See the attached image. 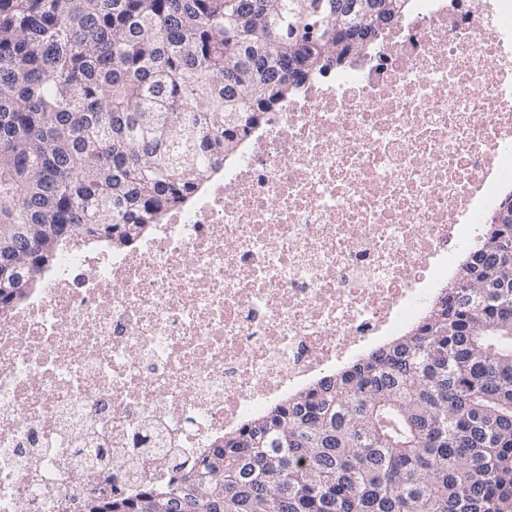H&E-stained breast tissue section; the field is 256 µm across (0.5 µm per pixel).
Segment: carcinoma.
<instances>
[{
  "label": "carcinoma",
  "instance_id": "1",
  "mask_svg": "<svg viewBox=\"0 0 512 512\" xmlns=\"http://www.w3.org/2000/svg\"><path fill=\"white\" fill-rule=\"evenodd\" d=\"M405 0H0V266L125 246ZM407 334L82 512H512V229ZM224 464V496L195 486Z\"/></svg>",
  "mask_w": 512,
  "mask_h": 512
}]
</instances>
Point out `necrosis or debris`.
<instances>
[{"mask_svg":"<svg viewBox=\"0 0 512 512\" xmlns=\"http://www.w3.org/2000/svg\"><path fill=\"white\" fill-rule=\"evenodd\" d=\"M512 0H407L134 250L74 243L0 314V512L162 481L420 321L512 179Z\"/></svg>","mask_w":512,"mask_h":512,"instance_id":"4bbe7bcc","label":"necrosis or debris"}]
</instances>
